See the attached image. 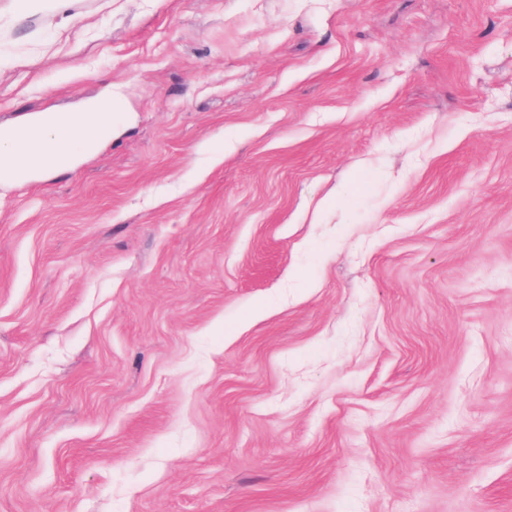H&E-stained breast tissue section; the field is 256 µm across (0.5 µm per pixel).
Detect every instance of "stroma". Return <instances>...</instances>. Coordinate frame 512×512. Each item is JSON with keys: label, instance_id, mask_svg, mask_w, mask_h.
<instances>
[{"label": "stroma", "instance_id": "1", "mask_svg": "<svg viewBox=\"0 0 512 512\" xmlns=\"http://www.w3.org/2000/svg\"><path fill=\"white\" fill-rule=\"evenodd\" d=\"M0 0V512H512V0ZM123 111L124 96L110 86L77 110L47 109L1 128L0 185H21L17 172L29 177L73 168L78 156L94 154L112 138V112Z\"/></svg>", "mask_w": 512, "mask_h": 512}]
</instances>
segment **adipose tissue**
Instances as JSON below:
<instances>
[{"mask_svg":"<svg viewBox=\"0 0 512 512\" xmlns=\"http://www.w3.org/2000/svg\"><path fill=\"white\" fill-rule=\"evenodd\" d=\"M124 97L113 88L75 110L48 109L0 129V185H19V173L48 175L73 168L78 156L94 154L112 138L114 113Z\"/></svg>","mask_w":512,"mask_h":512,"instance_id":"obj_1","label":"adipose tissue"}]
</instances>
